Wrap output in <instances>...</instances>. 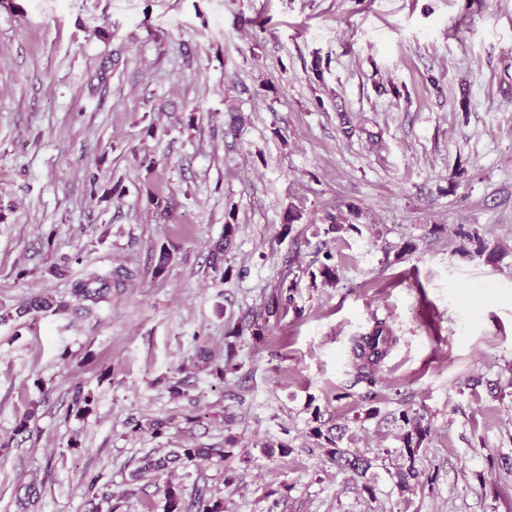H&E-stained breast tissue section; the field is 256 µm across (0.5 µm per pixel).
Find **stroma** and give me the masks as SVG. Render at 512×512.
<instances>
[{
  "label": "stroma",
  "instance_id": "obj_1",
  "mask_svg": "<svg viewBox=\"0 0 512 512\" xmlns=\"http://www.w3.org/2000/svg\"><path fill=\"white\" fill-rule=\"evenodd\" d=\"M95 274L111 294L72 300ZM39 293L70 307L15 318ZM404 412L429 429L405 489ZM1 442L0 512H88L95 475L117 512L169 481L224 512H512V0H0ZM396 338L390 336V330L383 323H376L365 336H360L354 348V357L362 362V368L377 365L386 355ZM225 448H197V447H180L172 448L167 454L159 457L146 456L143 459V465L135 468L130 477L132 481L136 480L143 472L153 471L157 474L172 472L176 467H186L194 464L198 459H209L213 456L224 460L225 456H229L233 448H226V445L232 446L231 439L224 441ZM327 454L331 461L336 462L340 466L349 467L361 478L366 477L372 468L371 460L357 456L347 449L329 448Z\"/></svg>",
  "mask_w": 512,
  "mask_h": 512
}]
</instances>
